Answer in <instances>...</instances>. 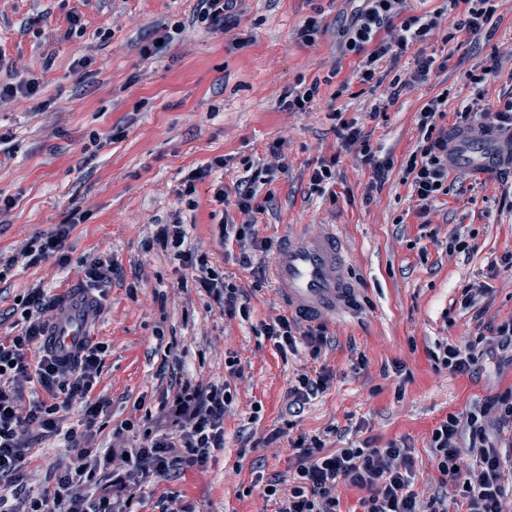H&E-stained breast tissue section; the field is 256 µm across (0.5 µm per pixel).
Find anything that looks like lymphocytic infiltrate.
<instances>
[{
    "instance_id": "1",
    "label": "lymphocytic infiltrate",
    "mask_w": 512,
    "mask_h": 512,
    "mask_svg": "<svg viewBox=\"0 0 512 512\" xmlns=\"http://www.w3.org/2000/svg\"><path fill=\"white\" fill-rule=\"evenodd\" d=\"M408 0H361L360 8L339 31L344 53L359 55L356 74L361 84L373 83L382 62H396L410 45L426 41L441 17L440 12L411 15ZM459 13L456 31L476 35L497 11V0H450ZM446 101L428 100L417 114L421 139L403 165L391 154L373 151L355 121L342 122L339 137L345 148L355 149L361 163L372 172L371 189L384 184L394 168H401L421 209H428L448 192L452 168L448 129L442 121ZM271 162L258 166L238 181L233 191L216 186L217 202L234 199L242 223H225L216 229L221 246L235 244L239 261L250 267L253 252L271 248L256 229L264 208L256 201L259 186L273 181L280 158L279 147L270 150ZM84 219L72 210L68 223L56 225L46 235L34 237L18 253L0 256V278L17 263L33 266L52 260L69 265L72 257L67 241L75 224ZM155 238L170 252L183 270L217 305L220 313L233 318L246 313L242 286L226 281L208 254L192 247L188 227L181 220L158 225ZM67 296L48 294L45 288L28 289L13 307L17 332L0 336V512H133L144 506L145 491L153 479L170 478L189 468H205L213 453L224 447V415L233 401L231 379L243 371L236 360L226 366L229 381L203 383L176 378L171 394L163 396L156 417L143 415L135 404V416L123 421L108 446L92 445L93 429L109 405L95 388L101 373L105 344L81 345L75 354L63 357L50 343L54 319L62 314ZM260 333L280 353L296 351L305 344L311 358H319L329 340L324 326L301 327L279 314L261 323ZM31 383L40 395L22 403L17 389ZM79 410L77 426L65 427L71 410ZM512 424V390L474 407L465 416L448 415L435 428L431 439L433 459L441 492L428 501L418 500L410 489L411 459L407 448L389 444L380 448L363 441L355 448L327 451L320 436H298L291 447L295 453L294 481L289 486L273 482L265 500L274 502L276 512H340L338 489L350 485L362 491L363 512H503L501 503L502 461L498 448L489 443L487 417ZM60 438L69 452L68 463L54 473V491L36 495L24 482L23 470L31 457L30 432ZM134 434L137 445L126 436ZM468 437L475 465L462 463L459 441ZM452 493H445V486Z\"/></svg>"
}]
</instances>
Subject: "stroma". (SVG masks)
<instances>
[{"label":"stroma","mask_w":512,"mask_h":512,"mask_svg":"<svg viewBox=\"0 0 512 512\" xmlns=\"http://www.w3.org/2000/svg\"><path fill=\"white\" fill-rule=\"evenodd\" d=\"M354 0H237L229 29L194 24L197 0H0V80L37 78L31 96L0 102V195L16 204L0 214V252H17L33 237L85 212L68 243L72 263L14 267L0 281V336L13 335L9 314L18 297L43 286L60 294L80 288L85 257H111L125 277L106 287L89 343L108 347L96 387L110 400L97 440L127 419L136 401L154 410L169 373L202 382L224 378L234 356L244 368L237 397L224 416V447L205 470L158 480L154 491L193 503L197 512H275L252 488L256 474L287 480L294 471L291 443L317 435L334 451L373 439L409 448L411 489L419 499L436 490L439 475L430 437L448 414H463L512 389V360L489 354L478 374L453 375L438 366L440 343L464 345L487 326L512 319V172L478 175L456 168L448 194L420 216L411 188L393 171L369 191L370 169L342 148L337 119L356 120L372 146L402 163L416 147V114L440 93L448 95V123L474 96L469 74L496 66L484 84L485 102L498 108L512 93V0H499L493 35L455 30L446 0H410L412 14L441 11L438 27L378 70L381 88L407 81L380 115L377 97L354 76L357 56H340L337 31ZM320 23L314 43L299 36L308 17ZM182 25L154 57L141 50L159 32ZM435 56L443 67L411 82L415 57ZM88 67H78L81 57ZM306 111L281 106L286 92L330 77ZM281 145L285 168L261 186V237L281 248L300 233L332 232L355 285L351 314L327 317L329 343L318 360L307 349L280 354L258 336L263 320L286 313L272 281L255 287L251 270L213 239L214 225L238 218L213 199V185L245 174L244 162ZM224 166H215V159ZM336 160L334 192L320 194L309 176L317 162ZM212 173L197 184L196 208L179 195L196 168ZM180 217L191 244L209 253L226 277L244 286L248 318L229 319L197 288L191 275L153 240L155 225ZM464 231L466 253L449 255L446 242ZM139 281L136 294L126 285ZM487 292L475 306L461 302L469 285ZM324 366L327 389L287 411L290 382ZM278 442L264 444L272 430ZM25 467L34 491H52L50 473L65 461L61 441L36 443Z\"/></svg>","instance_id":"35a3bbf8"}]
</instances>
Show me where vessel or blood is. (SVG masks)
<instances>
[{"label":"vessel or blood","mask_w":512,"mask_h":512,"mask_svg":"<svg viewBox=\"0 0 512 512\" xmlns=\"http://www.w3.org/2000/svg\"><path fill=\"white\" fill-rule=\"evenodd\" d=\"M454 166L477 173L512 165V139L499 132L474 139L458 135L451 140ZM335 235H298L282 246L272 265L273 281L289 312L309 320L346 312L351 286ZM88 317L74 308L61 316L52 332V345L72 353L85 340Z\"/></svg>","instance_id":"obj_1"}]
</instances>
